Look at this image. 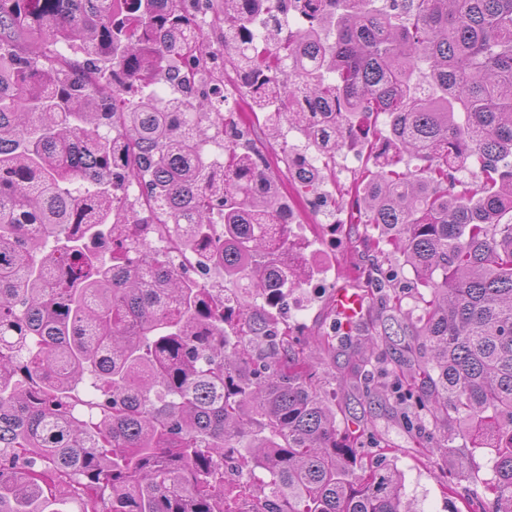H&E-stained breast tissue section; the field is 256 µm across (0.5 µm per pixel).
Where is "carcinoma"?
<instances>
[{"label":"carcinoma","instance_id":"carcinoma-1","mask_svg":"<svg viewBox=\"0 0 512 512\" xmlns=\"http://www.w3.org/2000/svg\"><path fill=\"white\" fill-rule=\"evenodd\" d=\"M229 68L268 137L305 133L277 163L317 201L315 161L384 116L354 204L376 263L397 246L431 292L391 392L411 431L491 427L512 512V0H0V512H406L288 330L308 268L270 161L225 126Z\"/></svg>","mask_w":512,"mask_h":512}]
</instances>
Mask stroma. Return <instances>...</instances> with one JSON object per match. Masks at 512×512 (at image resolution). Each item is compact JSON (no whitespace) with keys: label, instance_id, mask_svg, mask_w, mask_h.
I'll return each mask as SVG.
<instances>
[{"label":"stroma","instance_id":"obj_1","mask_svg":"<svg viewBox=\"0 0 512 512\" xmlns=\"http://www.w3.org/2000/svg\"><path fill=\"white\" fill-rule=\"evenodd\" d=\"M354 153L349 173L324 180L326 202L319 212L305 207L294 186L285 190L292 212L290 230L306 240L305 253L316 272L313 284L302 285L288 296V324L304 340L331 335L332 319L326 307L333 288L346 273L371 263L372 254L364 241L376 237L377 232L372 225L352 223L349 207L363 186L367 168L373 165L368 142H357ZM332 217L339 221V236L331 246L327 243L326 222ZM384 269L394 275L404 311L419 315L430 297L429 289L416 280L400 252H391ZM363 339L359 332L335 341L333 352L318 359L319 394L335 409L340 430L352 432L362 451L387 449V461L400 472L403 499L413 512H470L472 498L492 502L493 496L485 486L492 477L495 460L488 433L464 432L458 423L434 422L425 415L419 418L420 434L410 433L399 418L395 400L384 396L375 401L352 385L342 384V376L350 374L358 360L357 348ZM414 342L411 336L402 345L377 337L368 367L378 384H388L384 370L392 359L401 360L405 369L417 370L418 361L407 350ZM445 481L453 486V493L444 494L441 484Z\"/></svg>","mask_w":512,"mask_h":512}]
</instances>
